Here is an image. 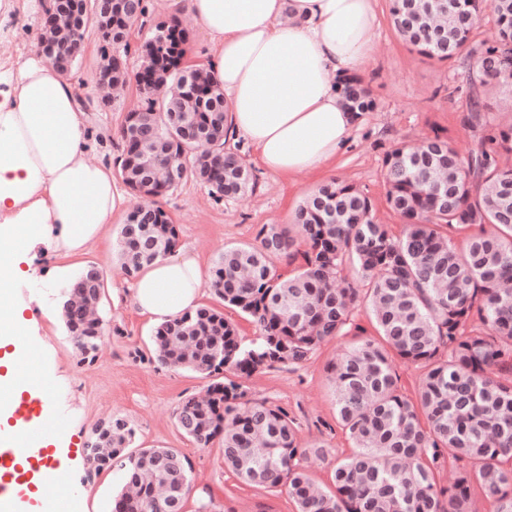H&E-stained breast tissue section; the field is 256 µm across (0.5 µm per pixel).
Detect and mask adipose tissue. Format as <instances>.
<instances>
[{"mask_svg": "<svg viewBox=\"0 0 512 512\" xmlns=\"http://www.w3.org/2000/svg\"><path fill=\"white\" fill-rule=\"evenodd\" d=\"M375 0H168L210 41L208 68L224 89L230 139L244 138L273 174L317 171L333 160L358 114L338 80L360 75L377 27ZM87 115L72 85L32 45L19 74L0 71V244L45 237L70 255L124 220V191L109 166L86 158ZM202 267L190 250L157 259L129 303L157 321L198 307Z\"/></svg>", "mask_w": 512, "mask_h": 512, "instance_id": "ef3b65f1", "label": "adipose tissue"}]
</instances>
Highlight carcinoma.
<instances>
[{"mask_svg": "<svg viewBox=\"0 0 512 512\" xmlns=\"http://www.w3.org/2000/svg\"><path fill=\"white\" fill-rule=\"evenodd\" d=\"M73 0H53L39 44L62 73L79 58L89 23L106 49L128 37L146 14L144 0H94L92 13L70 20ZM492 39L475 42L485 11ZM391 21L402 39L430 59L457 57L467 72L468 105L462 125L476 148L461 154L436 134L402 144L383 160L386 203L404 224L402 236L375 219L374 204L353 184L331 179L297 208L293 224L262 227L256 244L227 247L215 260L210 288L259 329L246 344L214 308L199 306L160 323L153 358L208 380L205 394L182 397L178 428L199 447L217 442L224 467L249 485L286 491L297 512H472L481 489L494 512H512V123L492 111L487 92L512 96V0H390ZM186 35L176 23L156 26L140 46L134 80L145 105L121 127L119 167L131 190L147 189L116 243L120 267L133 280L165 257L178 241L177 225L157 203L185 180L206 184L214 200L255 187L251 170L228 147L224 92L203 67L183 68ZM485 54L498 57L493 72ZM351 112L375 107L359 77L338 83ZM196 133L183 134V119ZM140 215L137 222L132 216ZM474 226L462 247L452 233ZM300 260L284 278L275 260ZM367 282L365 296L348 275ZM103 275L87 266L62 303L64 324L77 349L94 357L103 332L97 311ZM366 299L380 339L359 340L329 366L336 419L354 451L336 463L333 487L310 479L302 461L326 453L301 446L287 409L252 402L234 380L263 370L299 366L325 343L346 335L352 311ZM424 369L416 396L399 385L394 358ZM134 430L123 418L94 436L98 472L124 470L125 489L112 512H183L192 465L176 448L127 454ZM452 464L446 486L435 474Z\"/></svg>", "mask_w": 512, "mask_h": 512, "instance_id": "obj_1", "label": "carcinoma"}]
</instances>
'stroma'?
Wrapping results in <instances>:
<instances>
[{
    "instance_id": "obj_1",
    "label": "stroma",
    "mask_w": 512,
    "mask_h": 512,
    "mask_svg": "<svg viewBox=\"0 0 512 512\" xmlns=\"http://www.w3.org/2000/svg\"><path fill=\"white\" fill-rule=\"evenodd\" d=\"M48 0H11V21L0 29V67L15 68L39 35ZM378 27L374 50L361 77L370 89L375 108L366 113L336 158L323 170L272 175L258 163L253 147L241 142L240 152L250 166L256 185L245 195L215 201L208 188L187 179L160 206L174 219L179 245L192 247L203 271H211L225 247L256 243L266 224L292 223L297 207L319 184L342 177L363 189L373 200L378 219L401 235L403 224L385 202L383 159L403 143L433 133L448 136L461 153L474 146L460 117L467 106L461 91L466 72L456 59L437 61L419 55L392 26L389 0H376ZM86 49L68 76L84 105L91 125L86 157L89 161L117 164L119 129L127 112L143 104L136 83H129L116 100L102 104L97 87L101 43L95 27H88ZM119 224H109L103 241L84 253L54 256L45 244L21 237L13 251H26L31 261L27 280L11 290L14 303L25 305V324L16 331L21 359L20 382L42 386L51 382L47 401L23 398L18 416H36L50 406L57 425L58 442L68 456L54 485L43 495H65L67 512H112V499L123 487L122 471H92L84 445L94 426L114 417L126 419L135 430L130 451L149 446L179 449L189 458L194 480L184 512H195L202 489L214 494V512H297L284 492H271L242 483L224 467L219 446L201 448L183 435L175 422V409L186 395L200 392L206 379L200 374L151 363L153 322L139 315L126 301L131 286L120 270L113 246ZM89 265L104 277L99 314L104 331L96 357L85 361L69 336L61 316V302L70 283ZM376 334L368 309L357 307L348 336L323 344L315 355L297 367L267 370L242 378L250 399L282 406L294 416L301 444L325 441L327 453L311 456L304 465L313 482L332 484L337 459L349 455L353 444L336 421L335 404L327 367L349 342Z\"/></svg>"
}]
</instances>
